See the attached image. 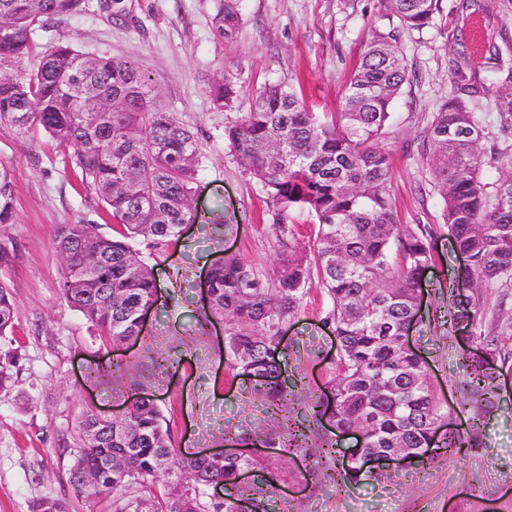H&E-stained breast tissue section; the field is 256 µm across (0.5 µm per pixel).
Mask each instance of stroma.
Returning <instances> with one entry per match:
<instances>
[{
  "label": "stroma",
  "mask_w": 512,
  "mask_h": 512,
  "mask_svg": "<svg viewBox=\"0 0 512 512\" xmlns=\"http://www.w3.org/2000/svg\"><path fill=\"white\" fill-rule=\"evenodd\" d=\"M458 4L439 0L432 25L418 31L386 15L379 0H244L227 37L213 24L214 0H123L124 15L94 4L37 33L44 47L70 43L134 62L158 104L197 132L203 164L193 189L195 224L168 245L134 243L154 271L157 301L137 341L114 345L90 335L82 314L65 301L53 244L59 225L91 224L109 235L115 221L75 179L71 150L0 123V166L15 175L17 211L16 223L0 226V238L16 251L12 264L0 267V285L14 305V329L0 342V355L9 356L16 378L14 387L0 389V512H30L40 498L64 500L69 512H113L111 495L88 497L70 482L78 426L85 412L117 413L139 394L156 401L176 447L194 452L223 448L231 437L264 440L257 459L274 478L275 512H512L511 389L502 390L499 409L481 427L484 448L464 460L438 454L344 488L312 472L304 454L280 449L288 425L305 421L335 375L336 342L325 322L329 298L309 288L285 325L286 369L303 376L305 386L277 411L230 367L223 322L197 321L200 284L214 260L242 258L270 280L280 250L262 186L226 146L225 127L250 110L253 91L268 82L290 86L313 111H335L374 33H394L409 79L383 142L393 163L391 191L403 222L438 227L408 341L448 405V429L466 430L462 331L450 326L448 311L472 291L450 286L461 259L439 225L441 199L429 182L422 134L454 79L449 62L459 46L467 48V75L487 78L489 44L501 30L512 33V0H497L490 13L476 5L463 12ZM223 78L239 93L220 108L210 87ZM477 113L481 154L512 155V129L502 128L489 103H480ZM483 310L485 329L512 350V288L486 292ZM167 356L178 358L177 368L161 367ZM108 360L118 371L98 374L97 363Z\"/></svg>",
  "instance_id": "1"
}]
</instances>
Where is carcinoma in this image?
I'll return each instance as SVG.
<instances>
[{"label": "carcinoma", "instance_id": "obj_1", "mask_svg": "<svg viewBox=\"0 0 512 512\" xmlns=\"http://www.w3.org/2000/svg\"><path fill=\"white\" fill-rule=\"evenodd\" d=\"M401 24L422 30L433 23L438 0H380ZM241 0H219L213 22L223 35L239 23ZM86 0H0V60L32 68L19 78L0 76V122L21 131L38 129L59 147L73 148V168L94 192L122 231L106 236L88 224H63L54 245L81 258L86 247L100 264L88 273L62 274L61 290L84 316L92 334L109 343L141 335L140 316L156 293L152 268L129 240L165 245L181 237V225L196 218L190 208L202 154L197 134L174 113L156 103L148 77L133 63L105 54H88L70 44L38 49L34 34L64 15L86 10ZM490 76L474 82L455 62L460 80L451 83L424 130L430 182L442 201L440 219L456 249L467 259L458 278L478 292L512 288V176L490 184L484 168L500 163L478 152L482 129L472 100L482 97L512 127V70L500 78L499 47L488 45ZM408 65L392 33L375 34L336 104L320 115L280 83L253 92V106L224 128L230 151L262 185L282 227L297 212L318 226L316 244L283 246L269 286L245 261L227 256L207 272L209 316L224 319V351L231 366L248 365L249 382L259 386L269 405L279 408L299 380L281 379L287 355L280 327L296 315L306 294L317 286L331 300L326 322L337 345L336 376L330 394L311 406L315 424L330 417L345 433L363 432V441L346 461L337 448L308 443L302 429L288 430L283 452L312 451L315 468L339 455L341 486L359 485L374 476L367 457L403 451L412 462L421 455L448 411L437 398L426 366L406 346V332L420 306V282L434 260L437 227L405 224L391 194L393 169L381 147L391 107L408 81ZM237 94L230 83L215 86L213 101L224 107ZM14 174L0 168V226L16 213ZM495 190H490V186ZM450 321L472 329L475 347L460 357L465 382L461 392L471 404L469 431L450 435L444 454L462 460L480 446L482 419L496 406L500 378L512 370V354L499 339L482 333L480 303L463 306ZM14 306L0 286V337L12 330ZM112 458V469L81 493H112L115 512H268L265 495L273 487L258 473L249 454L208 460L172 444L170 427L158 405L135 406L118 423L86 413L79 424L78 449L70 472ZM253 472L242 490L238 473ZM162 481L151 497L140 494ZM224 486V500L209 497L210 485ZM58 499L35 501L31 512H66Z\"/></svg>", "mask_w": 512, "mask_h": 512}]
</instances>
